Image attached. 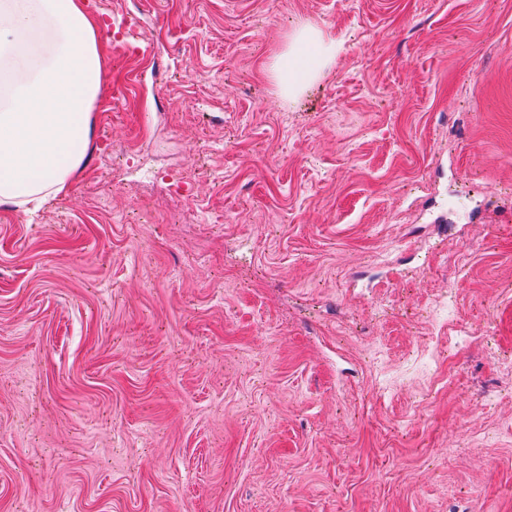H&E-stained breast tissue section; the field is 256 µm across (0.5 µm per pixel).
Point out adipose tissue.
<instances>
[{
    "instance_id": "1",
    "label": "adipose tissue",
    "mask_w": 512,
    "mask_h": 512,
    "mask_svg": "<svg viewBox=\"0 0 512 512\" xmlns=\"http://www.w3.org/2000/svg\"><path fill=\"white\" fill-rule=\"evenodd\" d=\"M97 30L86 0H0V205L25 211L67 195L84 169L100 90ZM338 51L308 25L289 38L271 73L290 97Z\"/></svg>"
}]
</instances>
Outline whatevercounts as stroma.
Segmentation results:
<instances>
[{
  "label": "stroma",
  "mask_w": 512,
  "mask_h": 512,
  "mask_svg": "<svg viewBox=\"0 0 512 512\" xmlns=\"http://www.w3.org/2000/svg\"><path fill=\"white\" fill-rule=\"evenodd\" d=\"M89 4V162L0 205V512H512V0ZM336 41L306 25L288 39L283 52L271 64V73L282 93L291 97L316 78L336 58Z\"/></svg>",
  "instance_id": "35a3bbf8"
}]
</instances>
